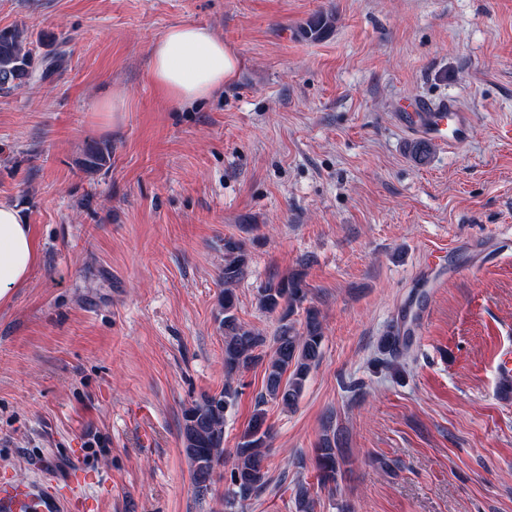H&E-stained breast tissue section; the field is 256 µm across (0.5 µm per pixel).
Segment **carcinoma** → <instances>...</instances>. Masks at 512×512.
I'll return each mask as SVG.
<instances>
[{"label":"carcinoma","mask_w":512,"mask_h":512,"mask_svg":"<svg viewBox=\"0 0 512 512\" xmlns=\"http://www.w3.org/2000/svg\"><path fill=\"white\" fill-rule=\"evenodd\" d=\"M331 27L329 16L319 15L308 22L304 35L319 39ZM28 29L13 26L0 29V98H7L30 84L45 80L58 71L65 54L57 52L36 62L27 48ZM110 161L107 147H88L83 167L90 171L104 168ZM247 253L241 242L224 240V290L218 301L216 321L224 333V389L206 394L183 412L181 437L184 451L192 466L195 488L208 491L216 468L224 459V420L238 394L235 381L251 367L264 365V392L256 399L251 418L234 448L230 468V484L224 498L226 512L253 495L263 492L268 483V458L272 427L267 423L265 406L273 402L283 410L297 405L309 374L321 358L323 330L317 309H305L302 328H296L295 311L306 300L303 274L268 282L258 293L260 307L279 313L278 327L272 337V350L266 351L267 337L247 326L238 316L234 287L244 278ZM344 461L336 437L323 435L315 449L318 484L326 487L336 483ZM296 512H315V500L305 485L297 486Z\"/></svg>","instance_id":"cac0c4a2"}]
</instances>
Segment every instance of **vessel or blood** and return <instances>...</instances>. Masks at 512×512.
I'll use <instances>...</instances> for the list:
<instances>
[{
	"label": "vessel or blood",
	"mask_w": 512,
	"mask_h": 512,
	"mask_svg": "<svg viewBox=\"0 0 512 512\" xmlns=\"http://www.w3.org/2000/svg\"><path fill=\"white\" fill-rule=\"evenodd\" d=\"M399 125L423 139L455 149L467 139L473 114L456 99L436 102L416 100L410 111L397 115ZM60 505L38 491L34 485H0V512H59Z\"/></svg>",
	"instance_id": "1"
}]
</instances>
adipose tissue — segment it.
<instances>
[{"label":"adipose tissue","mask_w":512,"mask_h":512,"mask_svg":"<svg viewBox=\"0 0 512 512\" xmlns=\"http://www.w3.org/2000/svg\"><path fill=\"white\" fill-rule=\"evenodd\" d=\"M239 60L208 27H168L150 51L149 78L168 98L191 106L209 98L237 74ZM38 257L30 225L18 210L0 204V301L25 284Z\"/></svg>","instance_id":"1"}]
</instances>
